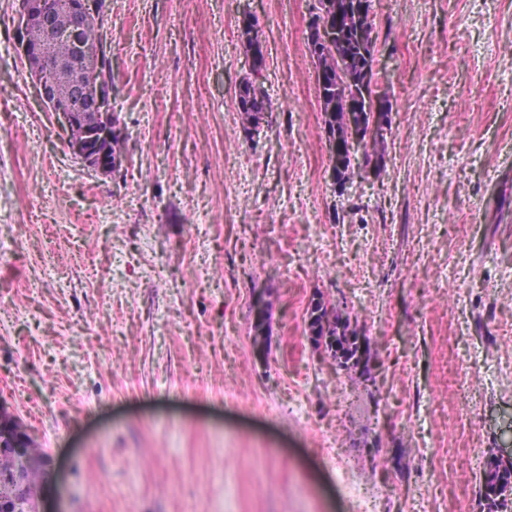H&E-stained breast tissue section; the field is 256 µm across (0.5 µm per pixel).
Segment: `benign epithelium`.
<instances>
[{
  "mask_svg": "<svg viewBox=\"0 0 512 512\" xmlns=\"http://www.w3.org/2000/svg\"><path fill=\"white\" fill-rule=\"evenodd\" d=\"M104 7L105 0H70L66 16L57 21L47 0H17L16 48L39 97L56 116L67 149L87 168L110 175L118 170L112 160L114 138L121 137L112 112V61L82 39L83 30ZM32 27L43 31V40H28ZM55 37L68 41L70 54L50 68L47 44ZM13 482L23 498L24 512H46L41 487L25 491L17 475Z\"/></svg>",
  "mask_w": 512,
  "mask_h": 512,
  "instance_id": "1",
  "label": "benign epithelium"
}]
</instances>
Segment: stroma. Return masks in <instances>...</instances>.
<instances>
[{"mask_svg": "<svg viewBox=\"0 0 512 512\" xmlns=\"http://www.w3.org/2000/svg\"><path fill=\"white\" fill-rule=\"evenodd\" d=\"M312 4L110 0L125 160L106 176L67 150L0 0V407L50 461L49 512H356L364 491L371 512H496L480 486L512 454V0H372L387 124L342 190ZM246 19L269 101L253 135ZM317 296L368 364L315 349ZM266 108L263 96L256 93L253 81L245 78L239 88L238 115L244 130L257 126Z\"/></svg>", "mask_w": 512, "mask_h": 512, "instance_id": "35a3bbf8", "label": "stroma"}]
</instances>
